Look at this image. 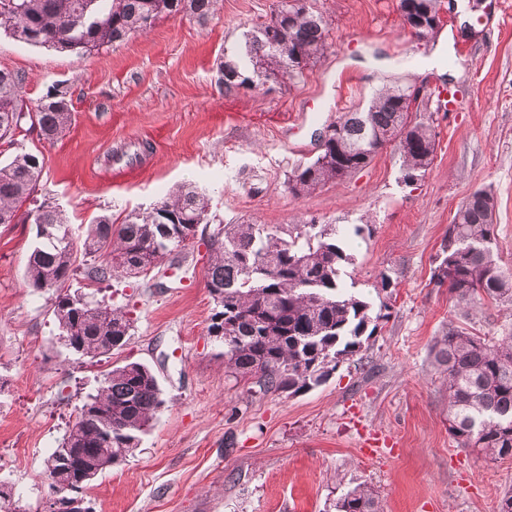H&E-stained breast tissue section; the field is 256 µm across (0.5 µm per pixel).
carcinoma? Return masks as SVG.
Masks as SVG:
<instances>
[{"label": "carcinoma", "instance_id": "carcinoma-1", "mask_svg": "<svg viewBox=\"0 0 512 512\" xmlns=\"http://www.w3.org/2000/svg\"><path fill=\"white\" fill-rule=\"evenodd\" d=\"M219 0H0V29L27 44L79 57L150 31L147 18L186 14L205 21ZM404 25L419 40L435 28L418 25L439 19L441 0H399ZM329 24L308 0H278L270 19L224 49V92L232 93L259 74L292 81L323 57ZM282 51L277 54L271 43ZM24 77L0 74V141L16 145V131H36L52 141L72 121L68 90L48 88L32 105L21 95ZM410 94L397 81L384 82L367 108L347 112L310 163L287 176L307 195L337 185L367 167L394 142L403 181L424 176L434 160L437 133L426 121L409 118ZM43 169L38 154L20 149L0 164V224L29 221L49 235L38 239L26 264V279L36 290L52 289L59 339L69 351L100 362L127 345L133 319L122 307L81 301L66 284L77 277L101 283L116 275H137L207 223L209 199L183 186L152 208L121 223L99 215L81 248L69 237L60 210L35 197ZM496 201L491 190L476 189L457 210L438 255L433 277L448 285L458 301L476 306L484 298L512 305V270L500 263L494 233ZM206 285L215 301L208 332L224 344V365L234 378L264 393L290 395L310 390L330 372L368 348L371 316L365 297L344 288L343 267L352 262L331 224H302L290 231L268 224L218 225L209 235ZM433 365L448 387V432L463 448L486 461L512 457V335L470 334L448 325L431 348ZM164 404L152 370L129 362L104 374L97 393L88 396L68 424L62 441L47 457L45 472L73 488L56 512H91L73 507L85 500L90 476L100 475L133 455L141 436ZM336 512H383L377 491L362 483L341 495Z\"/></svg>", "mask_w": 512, "mask_h": 512}]
</instances>
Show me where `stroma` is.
Returning <instances> with one entry per match:
<instances>
[{"mask_svg":"<svg viewBox=\"0 0 512 512\" xmlns=\"http://www.w3.org/2000/svg\"><path fill=\"white\" fill-rule=\"evenodd\" d=\"M274 0H220L206 22L165 16L152 30L78 58L0 34V68L24 76L38 101L66 87L72 122L49 142L19 136L44 156L38 198L64 211L74 245L102 213L120 222L189 184L210 200L211 226L255 221L335 225L354 261L344 283L373 311L388 309L362 359L342 362L307 392L260 393L224 369L209 336L203 236L188 264H159L90 299L130 310L134 329L96 365L58 338L52 292L29 288L36 227L0 224V484L27 512H44V461L110 365L137 361L166 403L134 456L94 482L92 512H336L366 482L385 512H497L512 489V458L486 462L448 433V393L430 355L449 325L512 334V307L457 305L432 278L452 218L478 188L496 196L499 255L512 269V0H443L435 38L404 29L398 0H312L330 25L321 61L293 84L224 91V50L268 17ZM443 87L459 101L432 120L436 152L424 178L401 179L395 146L340 184L294 196L286 174L319 152L317 135L367 106L385 81ZM133 164L116 162L117 150Z\"/></svg>","mask_w":512,"mask_h":512,"instance_id":"stroma-1","label":"stroma"}]
</instances>
